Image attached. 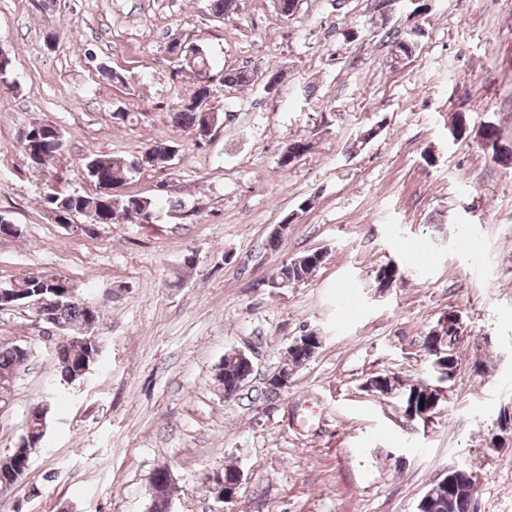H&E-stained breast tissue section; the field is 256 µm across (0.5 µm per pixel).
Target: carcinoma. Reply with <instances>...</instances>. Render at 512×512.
<instances>
[{
	"instance_id": "carcinoma-1",
	"label": "carcinoma",
	"mask_w": 512,
	"mask_h": 512,
	"mask_svg": "<svg viewBox=\"0 0 512 512\" xmlns=\"http://www.w3.org/2000/svg\"><path fill=\"white\" fill-rule=\"evenodd\" d=\"M210 13L222 18L237 8V0H208ZM422 36L420 29L402 31L391 28L387 30L386 37L389 44L399 49L404 45L412 49L418 48V38ZM166 52L175 59L177 66L170 72L169 79L172 83L179 82L185 73H191L195 77V85L192 92L178 99L168 109L170 124L175 129H188L196 136L195 143H200L207 134L203 111L211 112V100L216 89L212 85L204 84L201 77L214 72V65L207 52L198 45L190 44L180 38H173L166 45ZM221 84L231 86H249L256 81L257 74L252 69H231L220 71ZM41 138L50 144L46 152L47 158L42 164H31V167L43 172L54 165L57 157L63 149V137L59 127L53 122H35L28 126L26 132L19 141V148L24 156H29V147L32 139ZM176 145L170 139H161L153 145L145 148L136 155L114 157L110 154H92L85 159L83 171L86 180L99 186L100 182L108 181L117 188V192L107 198L99 196L98 192L92 193H59L46 191L43 202L55 209L65 212L86 214L93 212L98 216V223L113 224L118 219L128 223L144 221L151 217L155 202L147 200L137 193L127 190V186L135 174L155 167V161L162 158L168 150ZM323 258L319 252L314 251L299 256L289 262H285L273 275L280 282H288V286L307 281L320 267ZM14 286L21 292L29 295L38 293H55L59 299V305L54 309L50 326L56 327L68 333L81 328L89 318H98L97 310L68 292L69 281L62 276H24L17 279ZM459 340V333L448 337L437 336L428 332L423 338L424 350L430 359V367L437 374L440 381L453 382L457 375L458 357L455 354V345ZM317 345V336L313 333L301 338L299 345L288 349V362L282 368L275 371V376L290 375V368L297 367L314 356ZM90 351L82 352L75 356L72 363L58 365L60 376L65 382L74 379L76 372L92 364L89 359ZM24 353L18 350V346H0V409L10 405L14 378ZM242 365L232 363L229 358H224V363L218 366L216 378L223 390L233 391L237 388ZM366 391L375 395L387 397L398 390L395 378L389 374L373 375L365 381ZM441 400V390L435 388L428 381H418L410 384L402 391L404 412L411 420L421 419V415L431 416ZM33 419L29 420L27 430L10 452L0 457V490L8 489L15 484L14 475L20 468V461L24 456L27 446L38 440L39 416L37 411H31ZM168 465L164 464L154 470L150 482L156 488L153 512H165L168 505V493L171 486L167 484ZM454 476V472H448L442 480L432 484L421 497L417 504V512H475L472 508L471 496L468 486L460 487L455 493H448V479Z\"/></svg>"
}]
</instances>
